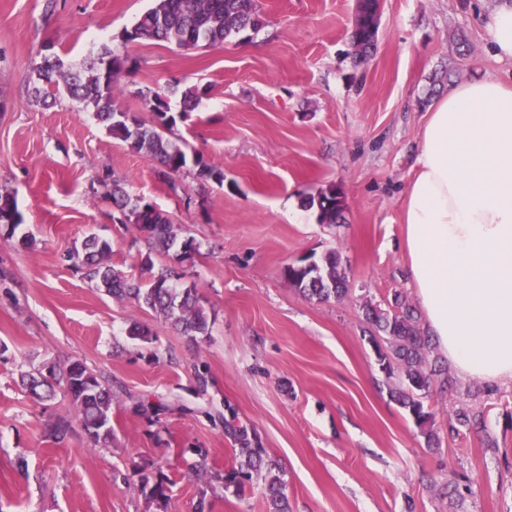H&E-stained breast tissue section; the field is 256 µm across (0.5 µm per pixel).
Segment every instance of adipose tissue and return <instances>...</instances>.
<instances>
[{"mask_svg": "<svg viewBox=\"0 0 512 512\" xmlns=\"http://www.w3.org/2000/svg\"><path fill=\"white\" fill-rule=\"evenodd\" d=\"M512 62V0L484 17ZM406 267L441 352L462 375L512 380V87L461 83L432 106L403 211Z\"/></svg>", "mask_w": 512, "mask_h": 512, "instance_id": "adipose-tissue-1", "label": "adipose tissue"}]
</instances>
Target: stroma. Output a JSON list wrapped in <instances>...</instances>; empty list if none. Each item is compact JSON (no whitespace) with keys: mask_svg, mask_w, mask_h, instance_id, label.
Instances as JSON below:
<instances>
[{"mask_svg":"<svg viewBox=\"0 0 512 512\" xmlns=\"http://www.w3.org/2000/svg\"><path fill=\"white\" fill-rule=\"evenodd\" d=\"M355 3L259 0L266 24L251 39L184 51L124 41L152 0H0V193L14 195L32 241L0 227V512H161L140 491L159 464L172 481L163 512H196L201 498L206 512H266L261 483L238 494L185 476L198 448L209 472L230 466L228 417L281 464L292 512H512V381L449 370L447 390L426 399L427 443L390 396L362 311L397 295L417 302L401 217L433 77L512 85L481 21L494 0H382L377 52L359 66ZM104 47L125 61L117 104L142 121L154 116L140 89L171 91L175 108L180 91L199 89L167 136L223 167V184L188 168L168 189L156 162L92 110L35 101L34 61L55 53L78 67ZM107 172L195 239L193 262L150 252L118 223L97 184ZM329 184L345 197L336 224L304 206ZM92 234L126 275L140 276L147 257L177 266L209 335H181L77 273L69 256ZM330 250L350 293L309 301L285 269ZM135 324L152 341L129 338ZM71 360L112 382L111 447H92L78 425L47 440V424L73 414L70 398L37 402L17 384L20 372ZM462 410L480 424H458Z\"/></svg>","mask_w":512,"mask_h":512,"instance_id":"35a3bbf8","label":"stroma"}]
</instances>
